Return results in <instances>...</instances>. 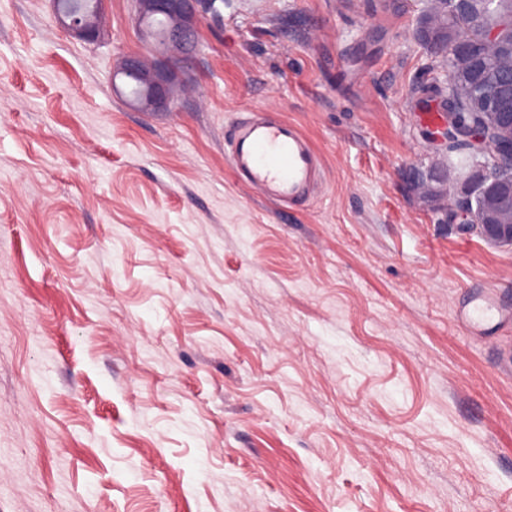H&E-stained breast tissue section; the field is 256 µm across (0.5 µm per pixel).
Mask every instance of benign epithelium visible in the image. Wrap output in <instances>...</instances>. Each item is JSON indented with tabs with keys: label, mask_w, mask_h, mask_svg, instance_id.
Returning a JSON list of instances; mask_svg holds the SVG:
<instances>
[{
	"label": "benign epithelium",
	"mask_w": 512,
	"mask_h": 512,
	"mask_svg": "<svg viewBox=\"0 0 512 512\" xmlns=\"http://www.w3.org/2000/svg\"><path fill=\"white\" fill-rule=\"evenodd\" d=\"M105 0H72L63 4L52 0L56 22L72 35L96 42L103 34ZM224 0H134L133 19L142 33L154 60L145 64L137 55L122 57L113 68L112 79L138 87L128 105L139 112H172L175 108L173 87L178 83L183 64L195 55L196 33L206 15H218ZM484 56L498 61L492 84L503 96H508L512 81V42L501 45L497 33L490 31L483 41ZM459 68L481 77L482 58L463 54ZM453 95L438 98L441 113L432 137L435 151L443 157L440 166L422 171L414 166L406 169V178L418 194L439 195L456 168L448 165V137L458 136L469 145L476 157L495 152L500 155L498 166L488 168L478 163L463 179L467 197L463 202L450 203L446 208L448 221H460L467 233L476 234L487 242L512 246V112H496L484 105L478 113V123L461 120L458 112L468 99L466 83L448 77Z\"/></svg>",
	"instance_id": "7a95c632"
}]
</instances>
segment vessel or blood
<instances>
[{"label":"vessel or blood","instance_id":"vessel-or-blood-1","mask_svg":"<svg viewBox=\"0 0 512 512\" xmlns=\"http://www.w3.org/2000/svg\"><path fill=\"white\" fill-rule=\"evenodd\" d=\"M226 144L235 174L269 202L292 208L316 200L323 161L296 124L260 112L232 125ZM464 319L490 332L512 325V311L485 292L469 302Z\"/></svg>","mask_w":512,"mask_h":512}]
</instances>
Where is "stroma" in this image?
I'll return each instance as SVG.
<instances>
[{
  "mask_svg": "<svg viewBox=\"0 0 512 512\" xmlns=\"http://www.w3.org/2000/svg\"><path fill=\"white\" fill-rule=\"evenodd\" d=\"M438 0H224L176 111L112 87L146 54L0 0V512H512V326L456 315L512 247L447 223L407 167ZM296 123L318 199H259L236 119Z\"/></svg>",
  "mask_w": 512,
  "mask_h": 512,
  "instance_id": "stroma-1",
  "label": "stroma"
}]
</instances>
